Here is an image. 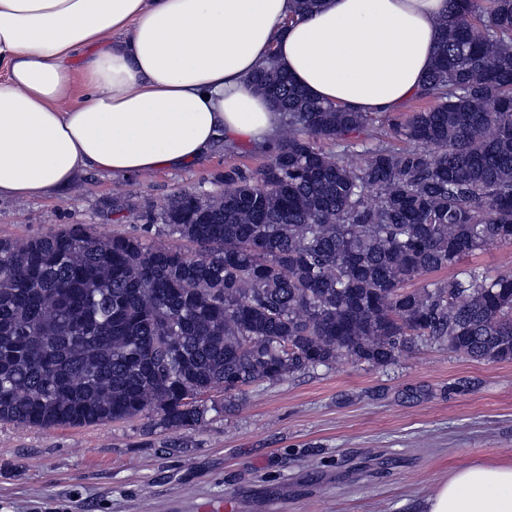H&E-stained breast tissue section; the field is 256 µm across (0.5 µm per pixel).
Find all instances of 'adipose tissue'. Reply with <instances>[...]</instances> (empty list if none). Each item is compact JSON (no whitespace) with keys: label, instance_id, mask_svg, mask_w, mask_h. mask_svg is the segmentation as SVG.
I'll return each instance as SVG.
<instances>
[{"label":"adipose tissue","instance_id":"ef3b65f1","mask_svg":"<svg viewBox=\"0 0 512 512\" xmlns=\"http://www.w3.org/2000/svg\"><path fill=\"white\" fill-rule=\"evenodd\" d=\"M0 0V198L60 193L268 147L251 77L275 64L312 98L399 110L423 89L447 0ZM422 512H512V461L452 469Z\"/></svg>","mask_w":512,"mask_h":512}]
</instances>
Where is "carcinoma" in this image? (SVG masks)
<instances>
[{"instance_id": "carcinoma-1", "label": "carcinoma", "mask_w": 512, "mask_h": 512, "mask_svg": "<svg viewBox=\"0 0 512 512\" xmlns=\"http://www.w3.org/2000/svg\"><path fill=\"white\" fill-rule=\"evenodd\" d=\"M253 81L281 115L270 161L146 211L199 252L80 224L0 238V423L191 432L242 387L345 355L384 367L421 341L512 361V270L406 289L512 242V0H448L435 104L394 126L273 65ZM216 388L222 407L202 399Z\"/></svg>"}]
</instances>
